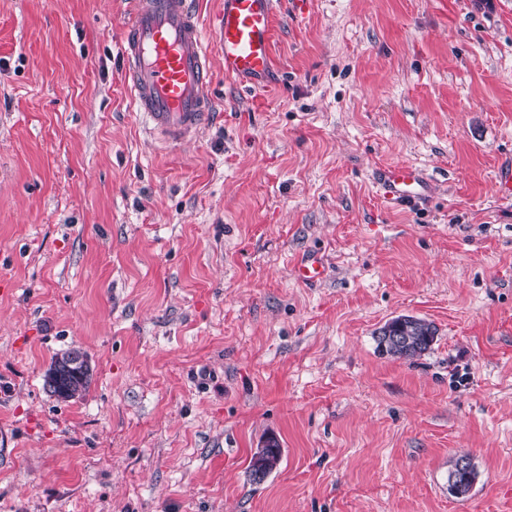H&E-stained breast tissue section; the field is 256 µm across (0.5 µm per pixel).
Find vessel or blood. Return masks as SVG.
<instances>
[{"label":"vessel or blood","mask_w":512,"mask_h":512,"mask_svg":"<svg viewBox=\"0 0 512 512\" xmlns=\"http://www.w3.org/2000/svg\"><path fill=\"white\" fill-rule=\"evenodd\" d=\"M274 15L275 0H224L215 29L225 76L252 92L265 87L272 68ZM121 53L131 105L150 132L172 148L192 140L212 115V74L191 0H134ZM377 184L390 203L411 204L429 192L421 172L404 164L382 167Z\"/></svg>","instance_id":"1"}]
</instances>
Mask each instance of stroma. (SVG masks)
<instances>
[{"label":"stroma","instance_id":"35a3bbf8","mask_svg":"<svg viewBox=\"0 0 512 512\" xmlns=\"http://www.w3.org/2000/svg\"><path fill=\"white\" fill-rule=\"evenodd\" d=\"M129 2L0 0V512H512V0H277L265 89L212 52L174 152L130 104ZM391 163L426 202L385 203ZM400 315L438 329L411 362L376 351ZM377 184L382 197L389 203L411 204L429 193V183L421 172L404 164L382 167ZM75 350L70 349L57 355L44 376V388L59 401L67 402L83 397L91 383L89 362H87L86 372L80 377L72 376L66 369L70 359V365L77 366L84 361L85 357L87 358V355L84 354V357L79 349ZM282 457V449L277 439L271 437L262 448L253 454L250 461V472L253 481H263L271 472L270 460H276L280 463ZM469 460L471 469L463 471L459 468L460 461ZM476 477L474 466L468 456L456 458L448 471V490L451 494L459 496L465 495L471 489ZM456 490V491H455Z\"/></svg>","mask_w":512,"mask_h":512}]
</instances>
